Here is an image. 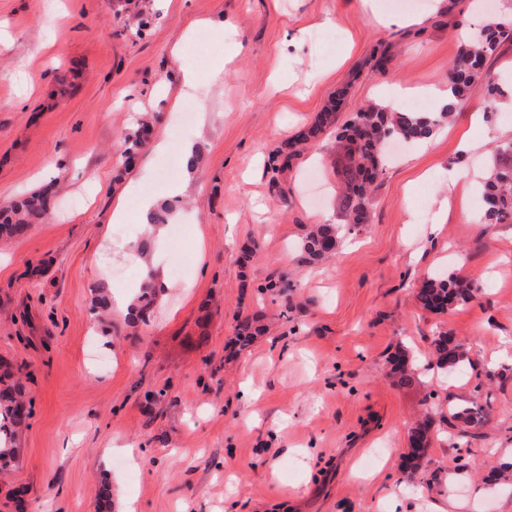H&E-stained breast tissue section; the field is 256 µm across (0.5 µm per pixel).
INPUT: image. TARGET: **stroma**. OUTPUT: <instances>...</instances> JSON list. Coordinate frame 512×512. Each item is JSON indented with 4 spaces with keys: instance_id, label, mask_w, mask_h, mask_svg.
Returning <instances> with one entry per match:
<instances>
[{
    "instance_id": "obj_1",
    "label": "stroma",
    "mask_w": 512,
    "mask_h": 512,
    "mask_svg": "<svg viewBox=\"0 0 512 512\" xmlns=\"http://www.w3.org/2000/svg\"><path fill=\"white\" fill-rule=\"evenodd\" d=\"M444 5L0 0V201L45 189L52 205L46 223L0 239V367L30 410L0 471V512H430L450 497L461 512H512V484L478 479L512 459V370L470 445L474 470H454L443 419L428 451L442 483L403 469L412 423L474 401L477 374L512 339V224L482 223L480 196L498 144L512 141V50L491 67L502 96L473 95L455 123L396 146L369 224L322 261L302 262L300 245L306 225L337 217L333 136L282 175L287 196L265 169L336 90H349L343 120L368 103L398 107L393 81L447 86L486 12L512 23V0H468L461 29ZM196 20L209 28L188 36ZM382 42L393 60L376 73L368 59ZM198 47L223 59L224 79L172 103ZM146 116L130 190L124 136ZM462 132L476 153L458 150ZM189 145L201 155L192 171ZM181 180L172 221L184 237L153 245L167 278L153 315L99 317L91 253L113 294L134 295L141 271L112 245L142 238V200L166 201ZM283 273L287 296L261 292ZM435 274L476 279L480 293L446 314L422 310L414 291ZM246 317L261 332L241 349ZM441 332L469 346L466 375L428 369ZM401 348L417 359L406 384L390 373Z\"/></svg>"
}]
</instances>
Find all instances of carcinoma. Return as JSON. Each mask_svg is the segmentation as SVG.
<instances>
[{
	"label": "carcinoma",
	"instance_id": "carcinoma-1",
	"mask_svg": "<svg viewBox=\"0 0 512 512\" xmlns=\"http://www.w3.org/2000/svg\"><path fill=\"white\" fill-rule=\"evenodd\" d=\"M512 45V26L490 18L484 24L477 40L468 43L453 61L448 72L449 98L435 115L424 112H403L385 106L368 104L359 108L343 123L336 125V112L348 89L341 88L329 104L314 119L299 127L290 137L281 141L269 158L273 173L290 170L305 150L315 147L329 132H334L336 150L344 163L341 170L338 200L344 213L345 225L354 230L369 220L372 210V190L383 173L384 152L388 140H401L419 144L431 138L444 122L453 120L464 102L475 93L493 98L499 93L492 73L486 68L490 59L502 54L505 45ZM150 134L148 122L127 135L128 146L123 152V164L129 169ZM481 199L484 221L487 224H512V160L496 161L489 177L483 184ZM175 205L163 203L148 214V223L166 226L170 223ZM50 217L49 194L44 190L9 204L0 205V236L15 237L28 231L34 224H41ZM343 225V226H345ZM343 226L325 222L314 224L302 242L304 259L316 262L336 249ZM159 288L153 280L143 283L135 297V312L127 321H146L153 314ZM477 288L472 280L454 274L424 280L415 299L427 311L445 313L476 299ZM434 367L460 375L467 373L472 364L465 345L452 343L446 333L435 337ZM393 371L399 382L411 381L409 368L414 360L399 353L392 360ZM19 387L5 385L0 390V470L6 469L16 455V438L26 424L29 412L21 406L17 397ZM483 405L471 402L460 406L451 414L462 424L458 442L453 445L456 454L452 458L455 468L466 470L470 466L469 440L479 437V429L486 421ZM434 419L427 417L412 427L408 434V448L403 455L404 469L410 477L421 476L428 486L440 482L441 469H429L427 451L432 444Z\"/></svg>",
	"mask_w": 512,
	"mask_h": 512
}]
</instances>
